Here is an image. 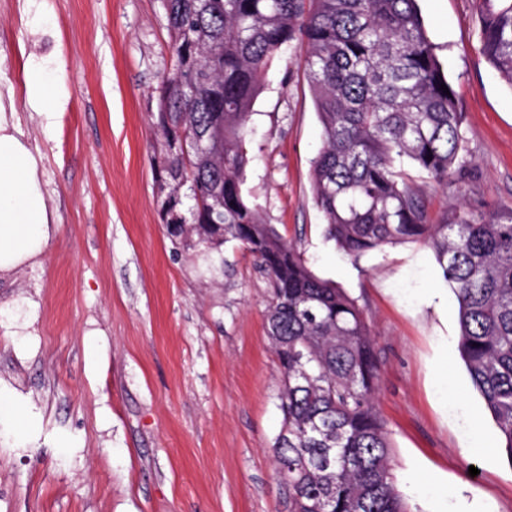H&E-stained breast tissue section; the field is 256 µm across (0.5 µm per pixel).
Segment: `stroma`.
<instances>
[{"label": "stroma", "mask_w": 512, "mask_h": 512, "mask_svg": "<svg viewBox=\"0 0 512 512\" xmlns=\"http://www.w3.org/2000/svg\"><path fill=\"white\" fill-rule=\"evenodd\" d=\"M419 7L465 113L464 164L448 191L427 187L432 217L512 211V88L479 52L474 4ZM306 53L293 45L263 77L243 196L362 308L410 512L475 496L512 512V462L460 359L433 251L409 242L355 262L324 236ZM171 60L161 0H0V113L36 160L51 230L42 254L0 272V396L30 421L21 433L0 420V512H290L268 278L233 243L177 248L159 214L154 115Z\"/></svg>", "instance_id": "1"}]
</instances>
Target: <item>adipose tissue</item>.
Returning a JSON list of instances; mask_svg holds the SVG:
<instances>
[{"label": "adipose tissue", "mask_w": 512, "mask_h": 512, "mask_svg": "<svg viewBox=\"0 0 512 512\" xmlns=\"http://www.w3.org/2000/svg\"><path fill=\"white\" fill-rule=\"evenodd\" d=\"M49 241L35 159L0 113V271L43 253Z\"/></svg>", "instance_id": "1"}]
</instances>
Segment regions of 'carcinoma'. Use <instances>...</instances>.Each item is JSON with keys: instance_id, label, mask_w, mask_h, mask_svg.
<instances>
[{"instance_id": "cac0c4a2", "label": "carcinoma", "mask_w": 512, "mask_h": 512, "mask_svg": "<svg viewBox=\"0 0 512 512\" xmlns=\"http://www.w3.org/2000/svg\"><path fill=\"white\" fill-rule=\"evenodd\" d=\"M480 52L512 87V0H475ZM172 62L155 115L160 215L172 242H237L270 284L280 365L275 472L291 512H408L376 410L374 339L355 299L315 276L241 185L246 123L262 74L295 43L321 123L313 160L326 237L350 258L408 241L435 253L459 313V353L512 463V212L433 221L418 181L446 191L464 113L417 0H163ZM446 85L449 93L440 90ZM210 140L200 149L196 136Z\"/></svg>"}]
</instances>
